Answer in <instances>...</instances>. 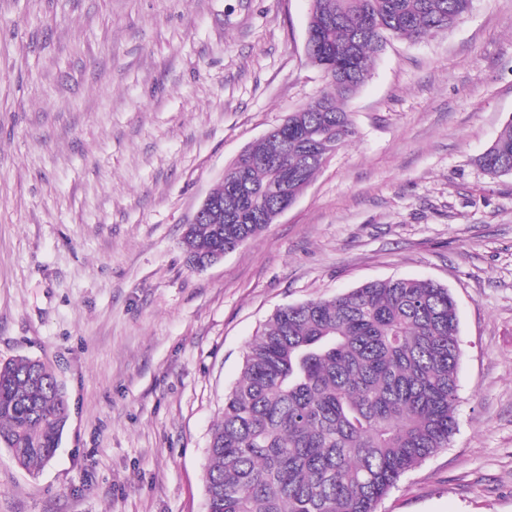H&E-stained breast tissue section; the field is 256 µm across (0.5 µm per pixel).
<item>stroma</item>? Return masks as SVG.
Segmentation results:
<instances>
[{"instance_id":"obj_1","label":"stroma","mask_w":512,"mask_h":512,"mask_svg":"<svg viewBox=\"0 0 512 512\" xmlns=\"http://www.w3.org/2000/svg\"><path fill=\"white\" fill-rule=\"evenodd\" d=\"M310 0H0V362L69 399L39 474L0 449V512H204L210 431L277 308L390 277L454 296L457 429L377 512H512V0L395 40L357 135L273 224L193 267L186 224L324 87ZM479 165L490 175H512V119H509L498 137L478 157Z\"/></svg>"}]
</instances>
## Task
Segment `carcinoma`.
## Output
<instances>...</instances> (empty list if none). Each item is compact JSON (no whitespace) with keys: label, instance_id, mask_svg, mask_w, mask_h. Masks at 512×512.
Wrapping results in <instances>:
<instances>
[{"label":"carcinoma","instance_id":"carcinoma-1","mask_svg":"<svg viewBox=\"0 0 512 512\" xmlns=\"http://www.w3.org/2000/svg\"><path fill=\"white\" fill-rule=\"evenodd\" d=\"M471 9L472 0H311L306 56L326 86L224 170L213 191L224 208L185 228L189 261L233 251L273 223L283 202L273 183L302 194L356 136L345 103L390 41L446 31ZM478 163L512 175V119ZM460 357L456 301L432 281L375 280L278 308L212 428L206 512H376L402 476L448 447ZM68 411L50 366L0 363V445L23 469L52 458Z\"/></svg>","mask_w":512,"mask_h":512}]
</instances>
